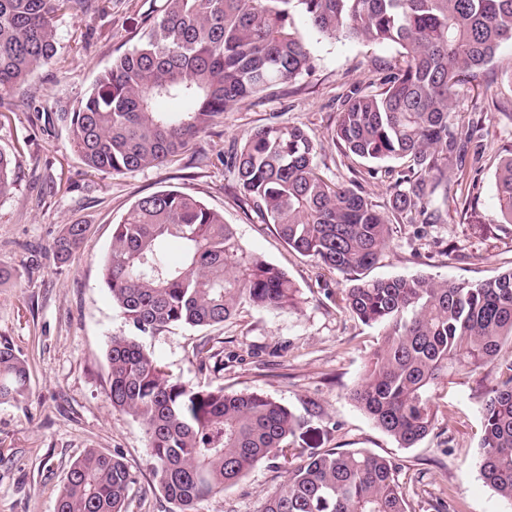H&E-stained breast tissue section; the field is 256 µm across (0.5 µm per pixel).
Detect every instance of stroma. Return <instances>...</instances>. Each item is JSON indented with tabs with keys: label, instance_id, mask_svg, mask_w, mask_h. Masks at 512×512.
I'll list each match as a JSON object with an SVG mask.
<instances>
[{
	"label": "stroma",
	"instance_id": "35a3bbf8",
	"mask_svg": "<svg viewBox=\"0 0 512 512\" xmlns=\"http://www.w3.org/2000/svg\"><path fill=\"white\" fill-rule=\"evenodd\" d=\"M161 0H94L87 13L57 20V63L35 72L9 100L0 121V151L13 160L15 187L0 196V268L17 278L0 286V344L11 346L29 370L22 402L0 403V512H54L74 460L96 448L120 456L134 482L127 512H171L146 456V437L132 415L112 408L106 349L132 328L100 279L112 228L140 197L164 190L194 195L221 213L243 248L286 272L299 304L272 311L246 303L224 324L174 326L139 341L173 378L257 391L296 411L321 408L289 440L291 455L318 448L362 449L394 460L412 512H512L485 486L476 466L480 408L494 375H460L435 396L431 435L401 448L348 397L382 334L343 308L348 275L293 251L273 225L243 202L225 161L255 128L275 121L301 126L321 143L316 163L329 179L361 183L384 214H391L393 178L369 175L368 165L344 157L330 131L353 85H368L399 59L393 43L330 39L303 16L295 24L313 68L295 80L233 106L174 161L134 173L91 172L73 148L66 126L48 111L85 91L113 57L139 41ZM486 87L457 86L453 109L486 116V160L460 174L439 224L400 222L394 240L366 271L369 279L421 274L437 281L474 282L512 267V224L504 223L495 167L512 148V43L501 45L485 68ZM477 182L474 211L463 212L461 184ZM83 224L85 239L72 258L57 263L51 247L65 225ZM205 347L196 357V347ZM283 468L257 463L235 486L201 505L202 512H261L284 481Z\"/></svg>",
	"mask_w": 512,
	"mask_h": 512
}]
</instances>
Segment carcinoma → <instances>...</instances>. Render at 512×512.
Here are the masks:
<instances>
[{
    "label": "carcinoma",
    "mask_w": 512,
    "mask_h": 512,
    "mask_svg": "<svg viewBox=\"0 0 512 512\" xmlns=\"http://www.w3.org/2000/svg\"><path fill=\"white\" fill-rule=\"evenodd\" d=\"M89 0H0V100L58 54L56 18L83 14ZM301 14L327 38L389 42L402 49L376 91L356 90L331 137L344 155L372 163L406 160L392 210L439 224L448 169L484 157L485 116L451 112L455 88L480 83L499 47L512 42V0H163L137 45L117 55L58 113L85 165L132 173L176 156L239 101L311 70L295 27ZM302 127L272 122L227 159L244 203L293 250L346 274L375 264L394 227L356 184L333 183L315 164ZM11 158L0 152V196L12 191ZM500 212L512 224V151L496 172ZM67 224L53 244L64 263L83 242ZM101 278L113 304L142 335L175 325L223 323L245 301L284 310L297 304L288 275L241 246L224 216L176 190L138 199L113 225ZM347 309L383 328L349 398L400 447L434 429L436 391L461 374L498 369L486 391L476 464L483 483L512 504V269L476 282L422 275L353 279ZM113 409L138 419L153 476L172 512L238 483L262 460L287 458L305 418L257 392L188 385L167 376L135 336L108 346ZM25 362L0 347V402L26 396ZM397 464L365 450L312 451L289 465L261 512H411ZM134 478L122 459L89 449L67 471L55 512H126Z\"/></svg>",
    "instance_id": "obj_1"
}]
</instances>
